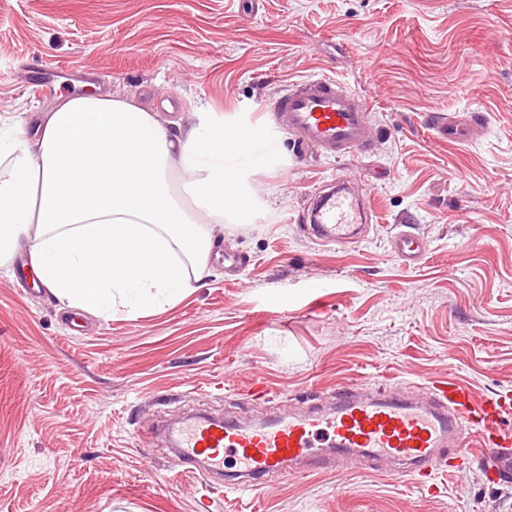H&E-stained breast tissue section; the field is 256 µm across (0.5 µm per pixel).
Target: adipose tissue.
Returning <instances> with one entry per match:
<instances>
[{
  "instance_id": "obj_1",
  "label": "adipose tissue",
  "mask_w": 512,
  "mask_h": 512,
  "mask_svg": "<svg viewBox=\"0 0 512 512\" xmlns=\"http://www.w3.org/2000/svg\"><path fill=\"white\" fill-rule=\"evenodd\" d=\"M257 130L212 112L169 131L109 92L64 98L37 128L0 122V267L26 244L37 282L65 307L108 316L174 304L208 274L210 227L244 224L257 194L242 170Z\"/></svg>"
}]
</instances>
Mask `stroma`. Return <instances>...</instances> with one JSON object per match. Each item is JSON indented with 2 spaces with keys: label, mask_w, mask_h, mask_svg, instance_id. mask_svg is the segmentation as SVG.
I'll use <instances>...</instances> for the list:
<instances>
[{
  "label": "stroma",
  "mask_w": 512,
  "mask_h": 512,
  "mask_svg": "<svg viewBox=\"0 0 512 512\" xmlns=\"http://www.w3.org/2000/svg\"><path fill=\"white\" fill-rule=\"evenodd\" d=\"M69 68L56 94L37 66ZM335 78L362 97L369 157H329L276 132L289 81ZM94 81L163 124L219 112L258 129L266 164L227 155L260 200L216 225L221 256L173 305L72 314L0 269V512H512L485 448L432 484L346 461L245 490L174 466L157 421L242 424L327 406L338 386L386 392L465 381L512 392V0H0V116L32 127ZM477 111L457 141L438 122ZM363 172L374 211L345 247L306 226L315 194ZM413 230L425 253L393 249ZM228 255L247 259L231 271ZM421 246L420 238L407 231L400 232L394 241L396 256L405 265H412L420 259Z\"/></svg>",
  "instance_id": "1"
}]
</instances>
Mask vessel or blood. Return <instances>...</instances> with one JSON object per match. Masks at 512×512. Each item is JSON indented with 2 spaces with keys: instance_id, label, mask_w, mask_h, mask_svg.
<instances>
[{
  "instance_id": "b4317fda",
  "label": "vessel or blood",
  "mask_w": 512,
  "mask_h": 512,
  "mask_svg": "<svg viewBox=\"0 0 512 512\" xmlns=\"http://www.w3.org/2000/svg\"><path fill=\"white\" fill-rule=\"evenodd\" d=\"M276 127L303 147L341 157L367 155L371 136L367 108L336 79L309 76L291 81L275 103ZM311 235L346 246L360 238L371 216L362 197L339 181L310 215ZM406 265L421 255V240L403 231L394 241ZM512 416V399L499 396L475 402L460 380L437 379L422 391L386 395L365 384L337 389L328 409L291 414L252 425L197 416L169 429L172 452L183 463L224 470L225 458L238 466L236 481L257 488L273 473L311 464L315 449L326 458L361 459L426 477L437 464L467 453L466 438L478 436L492 451L500 481L512 479V432L502 423Z\"/></svg>"
}]
</instances>
